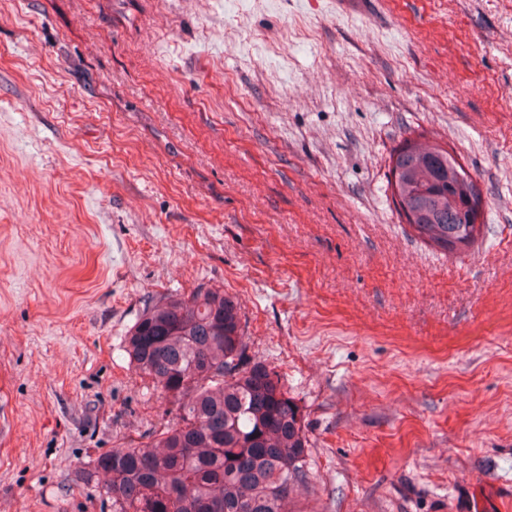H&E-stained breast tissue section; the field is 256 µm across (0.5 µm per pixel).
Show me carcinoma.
<instances>
[{
  "label": "carcinoma",
  "mask_w": 512,
  "mask_h": 512,
  "mask_svg": "<svg viewBox=\"0 0 512 512\" xmlns=\"http://www.w3.org/2000/svg\"><path fill=\"white\" fill-rule=\"evenodd\" d=\"M400 223L450 254L482 237L481 190L454 150L405 138L390 155ZM136 372L168 405L160 428L98 454L81 479L111 512H292L304 486V415L278 374L249 354L224 289L151 299L126 337Z\"/></svg>",
  "instance_id": "carcinoma-1"
}]
</instances>
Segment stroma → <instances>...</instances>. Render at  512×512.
Returning a JSON list of instances; mask_svg holds the SVG:
<instances>
[{"label":"stroma","instance_id":"35a3bbf8","mask_svg":"<svg viewBox=\"0 0 512 512\" xmlns=\"http://www.w3.org/2000/svg\"><path fill=\"white\" fill-rule=\"evenodd\" d=\"M0 0V512H110L166 404L124 339L224 289L306 418L300 512H512V0ZM453 148L482 239L388 184ZM389 172L400 223L432 247L464 253L482 237L481 190L453 149L404 138L390 155Z\"/></svg>","mask_w":512,"mask_h":512}]
</instances>
